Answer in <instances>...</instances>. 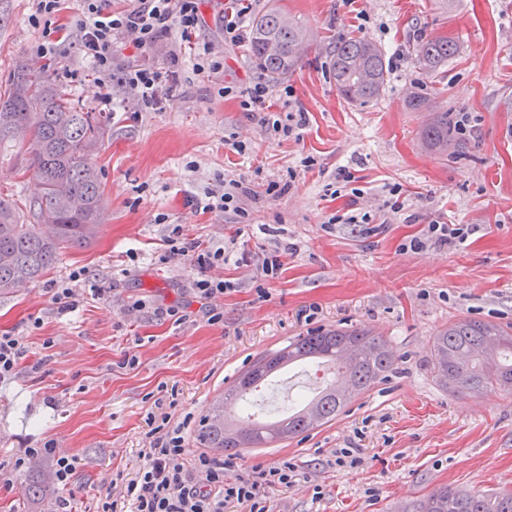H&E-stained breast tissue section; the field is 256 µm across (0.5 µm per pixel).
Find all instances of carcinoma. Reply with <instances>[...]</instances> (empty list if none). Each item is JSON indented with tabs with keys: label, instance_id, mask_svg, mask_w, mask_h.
Segmentation results:
<instances>
[{
	"label": "carcinoma",
	"instance_id": "1",
	"mask_svg": "<svg viewBox=\"0 0 512 512\" xmlns=\"http://www.w3.org/2000/svg\"><path fill=\"white\" fill-rule=\"evenodd\" d=\"M309 45V33L275 6L256 16L248 40L249 61L276 82L295 70ZM457 52L451 37L420 38L412 48L419 66L434 72ZM330 72L344 99L364 105L386 82L384 54L359 38L342 39L330 55ZM112 132L111 114L86 112L58 88L44 70L21 66L9 87L0 91V148L8 144L28 157L33 170L35 205L28 217L0 196V297L34 284L68 248L92 243L104 221L99 170L92 157ZM455 126L448 110L432 113L420 132L431 147L448 150ZM435 381L453 392L480 393L496 388L512 393V326L461 320L433 336L429 345ZM321 360L340 365L337 381L299 410L272 422L241 427L224 408L261 381L296 362ZM396 357L387 343L360 328L320 329L296 336L267 351L238 374L200 420L201 447L221 452L263 448L317 429L336 418L347 401L361 395L393 372ZM35 462L27 487L28 505L40 507L55 496V486L41 480ZM404 512H512V493L468 492L442 486Z\"/></svg>",
	"mask_w": 512,
	"mask_h": 512
}]
</instances>
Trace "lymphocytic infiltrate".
Masks as SVG:
<instances>
[{
  "mask_svg": "<svg viewBox=\"0 0 512 512\" xmlns=\"http://www.w3.org/2000/svg\"><path fill=\"white\" fill-rule=\"evenodd\" d=\"M70 23H63V16ZM30 26L39 33L29 49L31 59H62L57 77L70 82H83L80 69L66 65L68 54L64 29L78 37V50L92 64L98 84L112 78V64L117 49L133 48L145 61L125 71L124 82L134 92L142 109L161 104L167 84L173 75L172 63L178 62L177 50H169L170 66L150 63L152 51L171 35L193 52L195 74L213 80L224 70V61L212 45L200 40L202 23L200 0H131L123 9L111 8L109 0H79L78 12H71L70 0H34L28 17ZM167 257L191 256L201 272L194 279V291L200 299L223 295L226 281L209 277L211 268L229 262L232 252L223 247L204 248L200 243L184 241L180 235L167 239ZM149 448L141 453V462L126 482L117 501H104L100 512H224L231 504L243 506L246 512H270L268 492L295 483L296 464L285 460L268 468L245 474H232L233 464L208 452L194 459L185 455L182 428L157 426Z\"/></svg>",
  "mask_w": 512,
  "mask_h": 512,
  "instance_id": "1",
  "label": "lymphocytic infiltrate"
}]
</instances>
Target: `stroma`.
<instances>
[{
    "label": "stroma",
    "instance_id": "35a3bbf8",
    "mask_svg": "<svg viewBox=\"0 0 512 512\" xmlns=\"http://www.w3.org/2000/svg\"><path fill=\"white\" fill-rule=\"evenodd\" d=\"M224 2L202 0L201 36L223 56L220 79L232 94L218 96L185 53L160 109L139 111L129 88L112 85V134L94 158L105 207L98 238L65 250L39 283L0 298V336L26 348L15 376L0 383V512H24L26 475L15 459L48 441L77 461L70 492L78 512H96L131 478L162 420L184 424L186 453L196 455L201 418L244 367L291 337L336 327L381 337L396 369L327 425L234 454L238 473L286 458L298 464L292 486L270 491L272 512H402L445 485L512 491V394L445 390L428 352L450 323L512 324V0H249L255 14L282 3L311 33L296 71L270 83L266 99L279 116L305 113L296 139L271 135L242 109L237 91L259 73L245 43L224 39ZM32 7L0 0V87L30 61L39 37L28 23ZM439 36L459 47L428 75L411 46ZM348 37L374 42L385 56L387 82L365 105L346 102L329 75L331 44ZM417 93L426 94V109L409 108ZM436 109L469 113L473 125L444 154L420 139ZM233 139L246 152L231 150ZM26 166L0 153V192L22 205L33 195ZM342 167L359 198L331 194ZM231 179L248 189L247 225L188 204ZM274 181L275 196L266 192ZM396 186L399 212L391 207ZM353 203L371 214L374 231L333 223ZM161 213L167 223L157 222ZM429 218L475 232L459 247L408 250ZM175 227L215 248L234 243L244 255L209 271L233 284L211 303L223 323H208L189 257L166 260ZM278 248L282 273L269 283L258 267ZM78 269L87 279L77 307L58 315L54 290ZM138 299L145 309L128 313ZM172 308L186 320L175 322ZM129 353L137 357L131 368L122 364ZM315 370L299 365L260 388V419L312 397ZM348 446L359 449L360 464L335 466L334 450Z\"/></svg>",
    "mask_w": 512,
    "mask_h": 512
}]
</instances>
